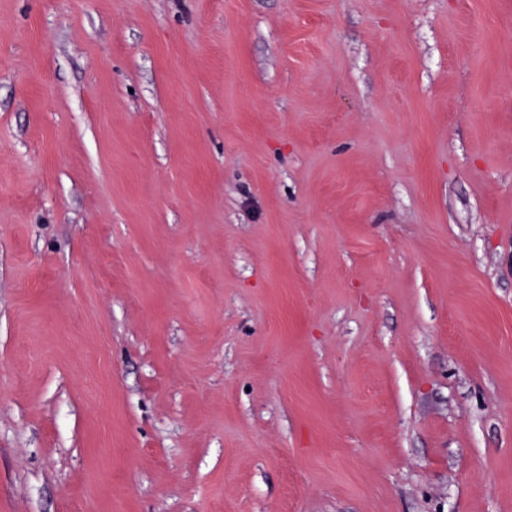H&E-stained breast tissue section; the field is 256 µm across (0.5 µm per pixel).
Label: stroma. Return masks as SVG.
Masks as SVG:
<instances>
[{
  "instance_id": "35a3bbf8",
  "label": "stroma",
  "mask_w": 512,
  "mask_h": 512,
  "mask_svg": "<svg viewBox=\"0 0 512 512\" xmlns=\"http://www.w3.org/2000/svg\"><path fill=\"white\" fill-rule=\"evenodd\" d=\"M0 512H512V0H0Z\"/></svg>"
}]
</instances>
